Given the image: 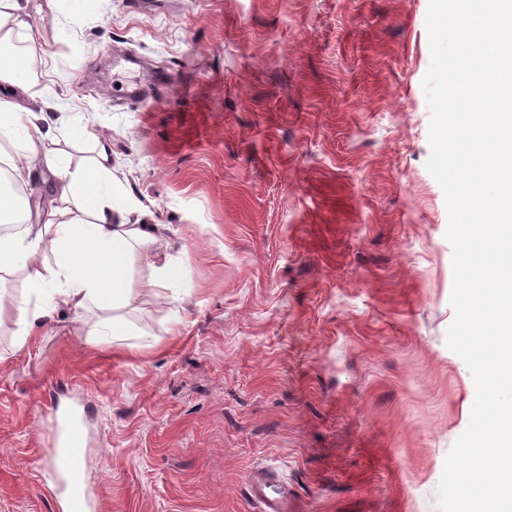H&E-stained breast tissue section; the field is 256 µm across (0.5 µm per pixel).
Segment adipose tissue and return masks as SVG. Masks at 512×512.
Segmentation results:
<instances>
[{
    "label": "adipose tissue",
    "instance_id": "1",
    "mask_svg": "<svg viewBox=\"0 0 512 512\" xmlns=\"http://www.w3.org/2000/svg\"><path fill=\"white\" fill-rule=\"evenodd\" d=\"M38 53L27 46L21 53L0 55V145L14 155L0 154V223L21 222L17 232L0 235V281L23 274L33 307L22 309L17 344L25 346L59 307L90 317L96 336H120L124 323L119 309L133 297V268L147 246L155 242L153 224H134L138 205L112 176L108 139L93 137L85 161L65 163L62 141L40 131L38 112L20 106L13 91H29L32 63ZM42 167L57 179L58 204L30 210L4 179L19 180Z\"/></svg>",
    "mask_w": 512,
    "mask_h": 512
}]
</instances>
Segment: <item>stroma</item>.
<instances>
[{"instance_id": "stroma-1", "label": "stroma", "mask_w": 512, "mask_h": 512, "mask_svg": "<svg viewBox=\"0 0 512 512\" xmlns=\"http://www.w3.org/2000/svg\"><path fill=\"white\" fill-rule=\"evenodd\" d=\"M34 106L112 141L185 272L124 335L59 308L24 349L0 285V512H59L46 412L83 415L97 512H439L476 396L446 344L452 247L426 168L428 0H22ZM247 494L262 512H295L290 504L288 484L272 469H255L248 478Z\"/></svg>"}]
</instances>
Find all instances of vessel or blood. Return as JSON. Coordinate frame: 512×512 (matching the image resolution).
I'll use <instances>...</instances> for the list:
<instances>
[{"label": "vessel or blood", "instance_id": "vessel-or-blood-1", "mask_svg": "<svg viewBox=\"0 0 512 512\" xmlns=\"http://www.w3.org/2000/svg\"><path fill=\"white\" fill-rule=\"evenodd\" d=\"M50 420L56 439L50 450L54 458L52 482L61 495L65 512H92L94 502L86 484L87 458L84 431L77 415L52 406ZM247 494L261 512H294L287 483L266 467L255 469L247 482Z\"/></svg>", "mask_w": 512, "mask_h": 512}]
</instances>
